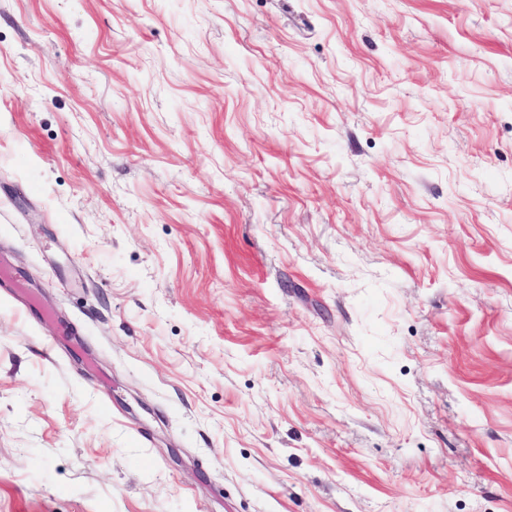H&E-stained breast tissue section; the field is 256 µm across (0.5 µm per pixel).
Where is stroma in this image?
Returning <instances> with one entry per match:
<instances>
[{"mask_svg": "<svg viewBox=\"0 0 512 512\" xmlns=\"http://www.w3.org/2000/svg\"><path fill=\"white\" fill-rule=\"evenodd\" d=\"M0 512H512V0H0Z\"/></svg>", "mask_w": 512, "mask_h": 512, "instance_id": "stroma-1", "label": "stroma"}]
</instances>
